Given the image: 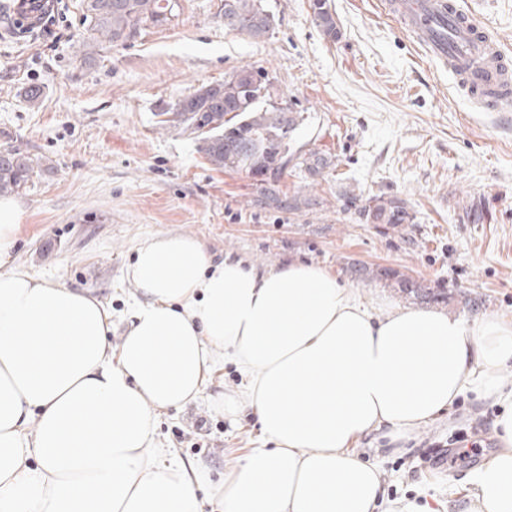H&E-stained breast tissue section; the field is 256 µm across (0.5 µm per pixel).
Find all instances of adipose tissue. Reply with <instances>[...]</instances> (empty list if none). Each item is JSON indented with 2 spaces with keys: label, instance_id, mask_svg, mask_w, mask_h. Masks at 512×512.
Returning a JSON list of instances; mask_svg holds the SVG:
<instances>
[{
  "label": "adipose tissue",
  "instance_id": "1",
  "mask_svg": "<svg viewBox=\"0 0 512 512\" xmlns=\"http://www.w3.org/2000/svg\"><path fill=\"white\" fill-rule=\"evenodd\" d=\"M20 212L0 197V512H200V471L151 452L158 411L207 387L216 350L248 375L226 414L256 411L272 448L219 489L224 512H377L382 474L355 444L416 432L473 392L512 403V320L365 304L336 275L288 263L209 266L195 238L141 241L120 348L91 290L12 266ZM36 432H29V422ZM470 479L475 512H512V410Z\"/></svg>",
  "mask_w": 512,
  "mask_h": 512
}]
</instances>
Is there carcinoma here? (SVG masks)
<instances>
[{"instance_id": "carcinoma-1", "label": "carcinoma", "mask_w": 512, "mask_h": 512, "mask_svg": "<svg viewBox=\"0 0 512 512\" xmlns=\"http://www.w3.org/2000/svg\"><path fill=\"white\" fill-rule=\"evenodd\" d=\"M175 0H83L86 40L98 44H123L149 27L167 24L174 17ZM313 20L324 35L336 39L340 27L328 0H311ZM224 28L253 40L267 37L273 16L264 0H224ZM278 89L260 70L243 66L219 84L203 85L164 113L163 125H173L194 135L214 170L244 172L259 187V202L267 206L299 208L295 198L280 196L273 182L296 159L295 167L317 181L331 159L315 151L293 148L304 124V113L282 105ZM41 171L39 161L19 148L0 150V196L17 194L29 187ZM365 220L396 229L413 223L405 200L395 196H373L361 210ZM365 278L384 282L425 303L449 300L423 280L391 268L363 269Z\"/></svg>"}]
</instances>
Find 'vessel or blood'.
<instances>
[{
	"label": "vessel or blood",
	"instance_id": "obj_1",
	"mask_svg": "<svg viewBox=\"0 0 512 512\" xmlns=\"http://www.w3.org/2000/svg\"><path fill=\"white\" fill-rule=\"evenodd\" d=\"M381 8L430 61L455 63L482 109L512 110V62L458 0H382Z\"/></svg>",
	"mask_w": 512,
	"mask_h": 512
}]
</instances>
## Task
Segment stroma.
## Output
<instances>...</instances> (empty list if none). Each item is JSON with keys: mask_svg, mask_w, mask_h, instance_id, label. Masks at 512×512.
Returning <instances> with one entry per match:
<instances>
[{"mask_svg": "<svg viewBox=\"0 0 512 512\" xmlns=\"http://www.w3.org/2000/svg\"><path fill=\"white\" fill-rule=\"evenodd\" d=\"M81 0H60L71 42L44 49L41 33L14 34L0 13V148L39 158L42 173L19 194L12 261L36 278L88 288L112 306L120 346L140 295L127 277L136 245L180 234L199 240L210 263L257 268L317 265L363 300L414 305L399 289L350 273L390 267L450 297L446 311L512 319V111L484 112L451 70L431 63L375 0H329L342 35L326 38L310 0H265L274 28L255 41L224 27V0H177L175 16L123 45L87 55ZM477 24L512 48V0H469ZM264 70L304 112L296 143L327 154L317 184L288 169L278 188L311 199L296 211L260 205L254 180L211 168L199 142L158 123L199 86L237 67ZM41 87L34 102L27 86ZM407 201L415 219L397 231L367 224L375 195ZM248 380L217 359L198 401L156 417L153 445L199 466L202 512H220L216 489L242 457L268 447L258 416L213 402ZM503 407L468 392L393 450L381 434L357 451L380 468L386 505L414 499L431 512H469V474L499 448ZM468 456L458 457L460 436ZM443 451L446 462H423Z\"/></svg>", "mask_w": 512, "mask_h": 512, "instance_id": "1", "label": "stroma"}]
</instances>
